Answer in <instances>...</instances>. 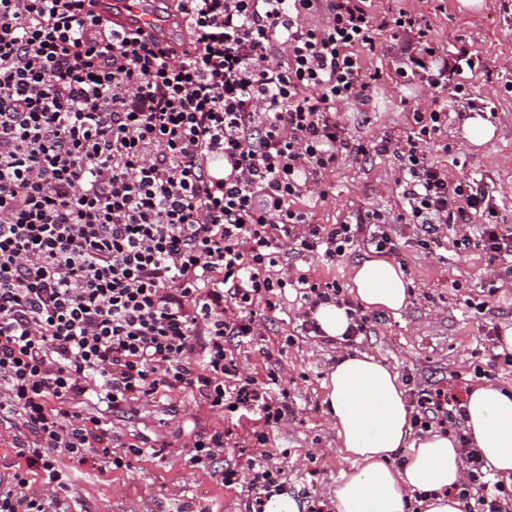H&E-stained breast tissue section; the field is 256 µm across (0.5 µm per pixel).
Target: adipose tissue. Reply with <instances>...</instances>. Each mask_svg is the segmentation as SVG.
Masks as SVG:
<instances>
[{"instance_id":"1","label":"adipose tissue","mask_w":512,"mask_h":512,"mask_svg":"<svg viewBox=\"0 0 512 512\" xmlns=\"http://www.w3.org/2000/svg\"><path fill=\"white\" fill-rule=\"evenodd\" d=\"M352 292L370 310L396 313L409 304L398 265L371 258L356 267ZM325 401L338 451L354 469L333 491L335 512H464L456 491L466 479L453 437L430 431L412 437L410 413L396 372L374 357L348 356L330 367ZM466 427L480 456L512 475V386L479 384L466 399ZM405 461H397L400 448Z\"/></svg>"}]
</instances>
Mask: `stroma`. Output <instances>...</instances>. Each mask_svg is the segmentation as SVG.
<instances>
[{
    "instance_id": "stroma-1",
    "label": "stroma",
    "mask_w": 512,
    "mask_h": 512,
    "mask_svg": "<svg viewBox=\"0 0 512 512\" xmlns=\"http://www.w3.org/2000/svg\"><path fill=\"white\" fill-rule=\"evenodd\" d=\"M379 11L406 6L423 14L435 36L447 48L460 45L479 52L488 68L470 78L474 95L497 106L489 122L494 138L471 144L464 135V118L450 114L448 129L430 143V158L447 169L450 179L487 186L499 221L512 228V0H482L467 10L460 0H375ZM390 33L377 37L365 52L367 67L379 68L380 80L366 93V103L339 104L336 118L364 152L339 155L336 166L321 181L326 196L310 195L299 203L311 224H353L379 210L396 215L401 208L398 162L374 152L381 139L406 135L414 108L445 107V95L431 87L400 83L394 75ZM398 246L390 259L399 263L412 285L410 303L400 316L368 311L367 332L354 344L309 336L302 330L301 301L287 290L279 309L261 323V334L238 352L241 373L261 379L278 369L294 403V412L272 431L267 449L248 440L252 423L209 412L197 395L185 390L158 393L141 402L136 415L115 416L112 436L120 443L159 447L156 455L131 457L129 469L112 470L101 452L91 450L86 463L59 456L69 474L68 486L48 506V512H248L251 491L225 487L221 469H247L250 461L269 452L270 466L283 472V491L304 508L319 506L333 512L331 500L341 473L350 461L335 452L336 431L326 413L324 379L330 366L348 354L364 353L398 373L407 393L435 388L457 392L485 380L511 385L512 366L495 355L500 333L512 329V274L477 246L457 243L447 230L442 247L429 255L417 245L412 229L403 224L392 231ZM373 247L355 245L336 264L314 254L282 255L281 272L308 274L352 287V272L374 257ZM497 335H489V327ZM484 378L475 376V369ZM225 432L224 453L210 468L190 463L197 435Z\"/></svg>"
}]
</instances>
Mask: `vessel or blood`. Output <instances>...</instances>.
<instances>
[{
	"label": "vessel or blood",
	"mask_w": 512,
	"mask_h": 512,
	"mask_svg": "<svg viewBox=\"0 0 512 512\" xmlns=\"http://www.w3.org/2000/svg\"><path fill=\"white\" fill-rule=\"evenodd\" d=\"M100 14L126 31L139 32L143 37L167 44L174 24L182 22L181 14L166 15L154 10L150 0H101Z\"/></svg>",
	"instance_id": "vessel-or-blood-1"
}]
</instances>
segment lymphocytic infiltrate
I'll return each instance as SVG.
<instances>
[{
    "mask_svg": "<svg viewBox=\"0 0 512 512\" xmlns=\"http://www.w3.org/2000/svg\"><path fill=\"white\" fill-rule=\"evenodd\" d=\"M97 0H0V423L24 469L0 512H45L69 478L56 454L85 463L112 416L168 389L194 390L219 413L250 415L265 446L292 414L276 372L242 376L233 346L258 335L255 309L285 289L310 308L348 299L336 282L278 269L283 247L334 264L356 242L395 251L392 224L426 253L449 218L477 224L490 260L512 257L488 190L448 178L429 145L445 110L414 111L406 138L376 146L399 162L403 207L364 224L308 223L298 202L349 142L334 116L362 98L379 32L399 42L400 81L487 111L465 74L467 47L445 50L407 7L374 0H177L191 49L118 33ZM95 397L100 412L78 406ZM413 426L462 427L451 390L420 391ZM481 512L501 504L485 462L465 449ZM40 477L31 490L27 473Z\"/></svg>",
    "mask_w": 512,
    "mask_h": 512,
    "instance_id": "1",
    "label": "lymphocytic infiltrate"
}]
</instances>
